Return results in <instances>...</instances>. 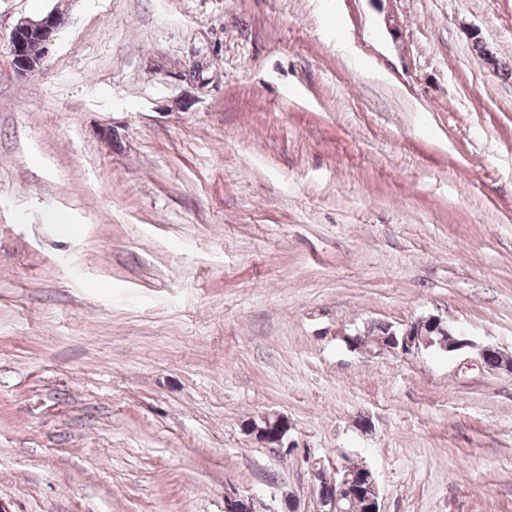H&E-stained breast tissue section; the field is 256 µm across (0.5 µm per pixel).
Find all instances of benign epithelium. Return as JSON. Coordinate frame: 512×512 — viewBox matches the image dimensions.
<instances>
[{
    "instance_id": "benign-epithelium-1",
    "label": "benign epithelium",
    "mask_w": 512,
    "mask_h": 512,
    "mask_svg": "<svg viewBox=\"0 0 512 512\" xmlns=\"http://www.w3.org/2000/svg\"><path fill=\"white\" fill-rule=\"evenodd\" d=\"M59 27L57 16L49 12L38 19H24L18 22L9 34V49L11 63L20 77L34 71L43 60L46 45L54 38ZM38 40L37 51L29 49L27 40ZM390 342H385L382 336L370 334L369 329L354 333L346 330L337 332L346 346L354 351L365 354L410 355L423 349H431L442 353H454L467 349L477 350L484 364L492 362L507 366L512 371V359L506 358L492 346H477L468 337L465 331L453 326L439 315L421 316L400 327L387 325ZM289 430L288 419L277 413H263L246 421L243 431L254 440L262 443L267 448L273 446L284 447ZM312 476L318 480L314 485L318 500L324 510L322 512H345V502L356 503L357 491L352 489L353 482L359 480L364 483L361 492L367 494V503L370 504L369 512H380L379 486L373 472L361 463H355L350 459L336 468V478L327 480L323 477V469L312 466ZM225 512H257L254 507V499L243 498L235 493L227 494L225 500Z\"/></svg>"
}]
</instances>
